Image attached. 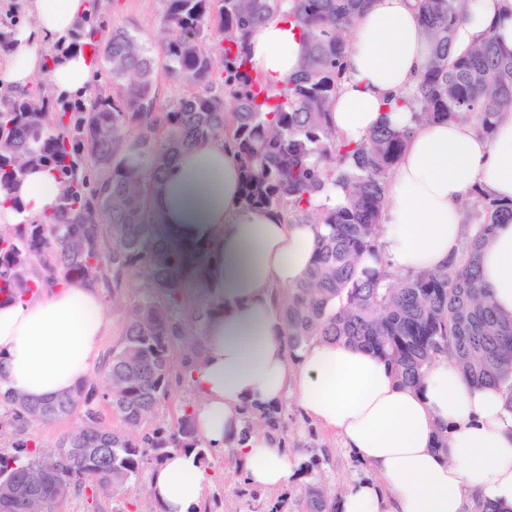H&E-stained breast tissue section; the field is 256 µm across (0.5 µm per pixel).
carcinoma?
Masks as SVG:
<instances>
[{"label": "carcinoma", "instance_id": "carcinoma-1", "mask_svg": "<svg viewBox=\"0 0 512 512\" xmlns=\"http://www.w3.org/2000/svg\"><path fill=\"white\" fill-rule=\"evenodd\" d=\"M220 3L218 12L211 3ZM367 0H162L169 37L147 46L122 27L104 37L95 24L98 4L69 36L65 51L87 37L110 64L112 93L92 81L78 103L47 84L0 104V205L17 204L12 191L36 167L60 184L54 213L29 224H0V305L70 279L112 278L117 292L132 273L149 288L125 311V333L90 384L45 400L0 389L13 438L0 451V512H25V475L46 460L55 479L43 493L52 503L89 489L120 495L144 465L172 450L191 449L205 463L211 449L199 439L195 406L182 407L174 425L141 432L154 419L174 376L175 342L190 352L185 374L203 358L206 320L223 308L203 296L186 304L184 288L205 291L208 254L189 258L172 241L152 198L175 155L213 142L231 145L241 161V204L282 213L291 224H323L306 276L281 296L289 354L318 341L367 347L390 365L398 381L416 387L437 360L453 363L476 387L494 385L512 414V319L499 315L479 271V254L498 224L512 222V202L471 190L459 257L439 271L397 276L360 266L378 248L386 186L411 136L388 123L361 142L340 139L328 107L344 73L345 52ZM432 43L409 97L400 99L425 121H463L491 138L497 116L512 112V53L498 49L487 30L482 41L456 52L466 0H416ZM281 15L295 24L304 55L294 77L278 91L252 73L249 35ZM173 80L197 86L168 108L157 104L156 66ZM224 77L215 92L207 83ZM346 191V204L316 207L329 187ZM49 272L33 273L34 264ZM106 402L122 423L108 425ZM78 415V430L46 450L31 434L41 423ZM262 432L288 444L284 405L245 412L242 435ZM106 448L110 463L89 468L75 447ZM323 463L307 446L298 474L309 478L301 496L283 495L265 512H336L317 477Z\"/></svg>", "mask_w": 512, "mask_h": 512}]
</instances>
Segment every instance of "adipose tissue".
Instances as JSON below:
<instances>
[{
	"instance_id": "adipose-tissue-1",
	"label": "adipose tissue",
	"mask_w": 512,
	"mask_h": 512,
	"mask_svg": "<svg viewBox=\"0 0 512 512\" xmlns=\"http://www.w3.org/2000/svg\"><path fill=\"white\" fill-rule=\"evenodd\" d=\"M30 11L33 24L16 30L0 61V86L23 89L43 75L55 95L86 93L90 52L53 62L41 50L76 27L86 0H30ZM490 27L512 53V0H470L457 46L477 42ZM250 44L251 65L272 88L296 72L304 53L298 29L280 16L254 27ZM430 50L415 0H369L330 104L336 133L351 142L387 120L413 130L387 184L378 245L380 261L397 275L458 257L472 188L512 201V112L498 116L488 139L467 123L419 124L409 109L390 108V100L409 95ZM15 194L17 206L0 207L2 224L50 214L59 184L40 169ZM154 207L190 251L211 252L207 295L224 311L204 325L195 420L211 447L235 446L250 484L281 488L300 459L263 435L242 437V409L290 398L373 473L348 484L338 512H467L474 499L512 512V415L496 388L473 386L445 360L420 387L405 386L371 351L345 342H316L288 357L275 291L302 279L323 225L242 208L239 160L220 142L180 154ZM479 266L499 313L512 318V223L497 225ZM107 324L100 290L86 280L0 306V386L32 398L72 390L96 366ZM443 426L448 447L441 451L434 441ZM149 486L163 512H196L209 480L195 453L179 450L152 470Z\"/></svg>"
}]
</instances>
